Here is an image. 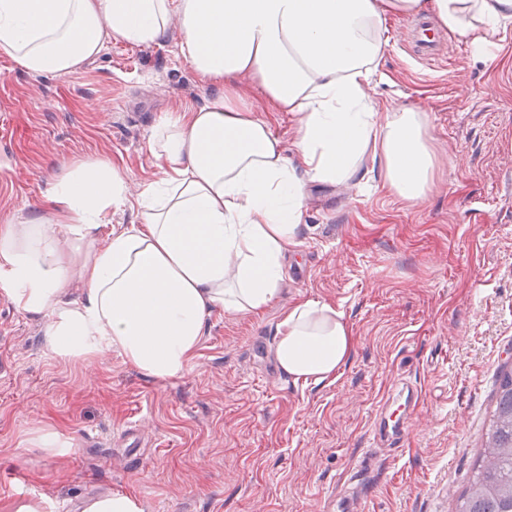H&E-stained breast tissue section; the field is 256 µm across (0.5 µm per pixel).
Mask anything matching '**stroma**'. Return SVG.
<instances>
[{"label": "stroma", "instance_id": "1", "mask_svg": "<svg viewBox=\"0 0 512 512\" xmlns=\"http://www.w3.org/2000/svg\"><path fill=\"white\" fill-rule=\"evenodd\" d=\"M411 18L389 17L369 93L379 110L427 115L437 164L424 203L383 183L377 160L336 188L310 187L277 301L213 313L181 376H142L120 354L66 362L47 319L0 296V512H39L121 494L139 512H327L361 494L364 512H451L478 462L497 379L512 370V22L491 54L437 29L427 59ZM162 41L107 46L80 70L36 75L0 52V218L25 213L72 163L101 158L132 189L159 169L149 143L165 117L214 92ZM244 98L294 154L296 127L251 76ZM342 312L351 352L335 378L269 376L287 309ZM422 386L402 449L377 445L386 394ZM138 423L143 446L119 437ZM49 427L63 456L29 443ZM98 441L87 444L86 435Z\"/></svg>", "mask_w": 512, "mask_h": 512}]
</instances>
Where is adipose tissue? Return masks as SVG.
Instances as JSON below:
<instances>
[{"mask_svg":"<svg viewBox=\"0 0 512 512\" xmlns=\"http://www.w3.org/2000/svg\"><path fill=\"white\" fill-rule=\"evenodd\" d=\"M429 11L486 53L512 0H0V51L35 74L79 69L111 42L151 43L178 20L180 51L221 91L160 122L159 178L131 195L102 159L52 179L43 201L0 223V295L45 315L44 344L69 361L119 352L144 376L186 372L214 311L276 301L308 185L361 173L365 152L403 200H426L436 159L424 113L377 111L368 87L387 16ZM258 80L297 126L290 162L231 84ZM136 198L139 224L98 236ZM79 287L82 299L60 296ZM341 313L308 300L280 324L275 358L294 380L335 377L351 350Z\"/></svg>","mask_w":512,"mask_h":512,"instance_id":"1","label":"adipose tissue"}]
</instances>
